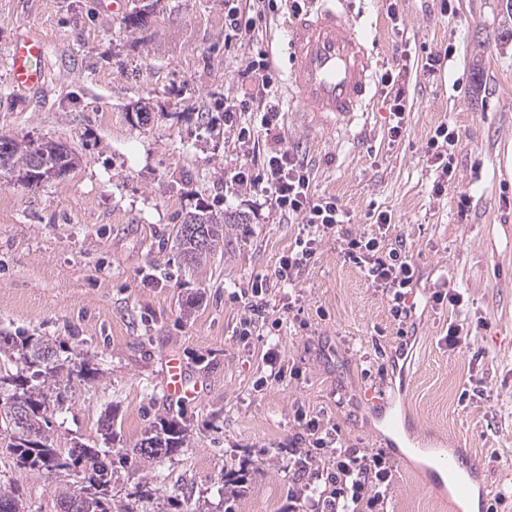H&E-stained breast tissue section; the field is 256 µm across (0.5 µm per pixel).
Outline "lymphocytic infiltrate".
Instances as JSON below:
<instances>
[{
  "instance_id": "lymphocytic-infiltrate-1",
  "label": "lymphocytic infiltrate",
  "mask_w": 512,
  "mask_h": 512,
  "mask_svg": "<svg viewBox=\"0 0 512 512\" xmlns=\"http://www.w3.org/2000/svg\"><path fill=\"white\" fill-rule=\"evenodd\" d=\"M458 141V131L443 123L427 142V153L439 170L433 184L435 196H442L454 183L452 150ZM232 180L249 188L263 187L280 214L295 218L300 224L292 248L280 257L274 268L277 282L295 285L314 265L320 244L332 238L345 261L360 268L374 287L390 295L391 315L400 332L413 327L415 308L408 305L407 298L419 281V268L402 241L394 239V219L390 212L378 213L375 232L346 231L348 213L335 199L316 194L308 161L282 148L268 153L261 169L240 168ZM240 297L243 301L240 336L251 335L255 324L264 321L270 322L272 329H279V320L270 317L266 280L251 282ZM304 426L308 445L292 449L289 459L290 469L302 479L294 501L304 500L312 486L306 475L312 472L322 482L315 502L317 512H379L393 476L394 464L390 458L381 451L361 455L342 448L338 428L325 425L319 417H310ZM325 449L332 454L333 468L321 472L317 469L316 453Z\"/></svg>"
}]
</instances>
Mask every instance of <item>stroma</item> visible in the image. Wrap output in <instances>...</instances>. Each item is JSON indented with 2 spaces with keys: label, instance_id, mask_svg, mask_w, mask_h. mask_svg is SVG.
<instances>
[{
  "label": "stroma",
  "instance_id": "obj_1",
  "mask_svg": "<svg viewBox=\"0 0 512 512\" xmlns=\"http://www.w3.org/2000/svg\"><path fill=\"white\" fill-rule=\"evenodd\" d=\"M251 31L224 36V0H0V136L60 141L78 157L67 174L27 187L0 179V331L52 339L70 365L88 360L90 384L72 381L51 416L57 448L82 442L126 456L111 495L131 512H290L288 450L303 429L295 412L337 424L345 447L399 445L383 512H462L455 489L434 490L435 462L465 449L480 467L472 490L486 489L478 512L512 485V0H350L374 47L378 73L398 74L408 113L391 141L389 89L382 86L359 138L297 128L286 110L282 23L293 0H239ZM41 35L51 79L36 95L13 89L6 53L21 33ZM455 47L428 72V52ZM270 54L272 91L284 108L259 151L307 157L318 195L335 198L351 233L371 232L390 211L420 264L415 331L397 333L391 302L335 241L323 242L309 274L273 299L300 296V322L278 334H234L235 297L271 274L293 245L296 223L258 188L232 181L244 155L224 124V100L253 86L245 60ZM150 119L138 123L135 112ZM457 127L455 184L470 193L466 217L451 197H435L427 141L440 123ZM246 215L198 264L186 263L174 227L196 203ZM451 279L462 311L433 306L436 283ZM475 328L469 348L452 352L449 322ZM301 369L271 380L269 348ZM179 356L199 400L166 399L165 361ZM395 395L394 429L379 421L369 388ZM472 391L461 405L462 391ZM112 416L111 440L99 421ZM184 421L188 444L153 463L130 452L159 418ZM245 469L241 486L224 473ZM69 485L17 467L0 448V490L26 512H56Z\"/></svg>",
  "mask_w": 512,
  "mask_h": 512
}]
</instances>
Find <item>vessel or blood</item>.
<instances>
[{
    "instance_id": "1",
    "label": "vessel or blood",
    "mask_w": 512,
    "mask_h": 512,
    "mask_svg": "<svg viewBox=\"0 0 512 512\" xmlns=\"http://www.w3.org/2000/svg\"><path fill=\"white\" fill-rule=\"evenodd\" d=\"M347 0H320L318 8L285 19L286 85L291 109L313 128L343 135L374 98L376 61L367 37L346 7ZM45 42L36 35L16 39L9 48L11 81L20 92L44 89L40 65ZM167 398L189 401L199 393L178 358H168Z\"/></svg>"
}]
</instances>
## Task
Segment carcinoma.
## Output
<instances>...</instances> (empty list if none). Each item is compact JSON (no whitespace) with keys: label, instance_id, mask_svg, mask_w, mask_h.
<instances>
[{"label":"carcinoma","instance_id":"obj_1","mask_svg":"<svg viewBox=\"0 0 512 512\" xmlns=\"http://www.w3.org/2000/svg\"><path fill=\"white\" fill-rule=\"evenodd\" d=\"M242 224L244 219L231 218L209 210V206L197 204L176 228V242L183 258L190 264H198L210 250L198 248L189 227L204 228L212 233L214 243L224 237V225ZM0 358L12 364L0 372V391L8 392V400L15 403L38 436L29 440L9 417V412L0 413V443L15 457L17 465L52 475L66 471L73 477L74 490L62 496L78 499L77 512H127L112 505L109 487L112 482L114 461L107 454L85 443H74L64 451L53 446L49 435V414L51 410L50 389L57 387L62 378L72 381L77 377L83 382L96 379V368L87 361L80 364L78 372H63V365L57 363L54 344L42 336L11 335L0 332ZM187 428L173 418H161L144 433L136 448L135 455L153 462L171 457L186 444Z\"/></svg>","mask_w":512,"mask_h":512}]
</instances>
